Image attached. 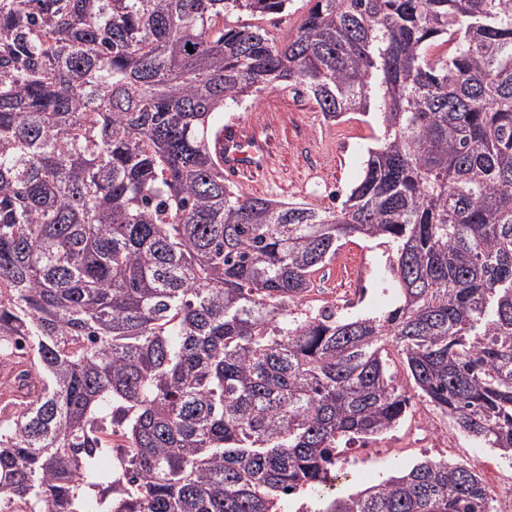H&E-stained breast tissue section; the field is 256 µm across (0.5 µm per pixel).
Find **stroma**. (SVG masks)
I'll return each mask as SVG.
<instances>
[{"label":"stroma","instance_id":"1","mask_svg":"<svg viewBox=\"0 0 512 512\" xmlns=\"http://www.w3.org/2000/svg\"><path fill=\"white\" fill-rule=\"evenodd\" d=\"M220 121L249 126L266 147L269 177L241 184V191L319 208L331 206V193L346 194L361 180L367 149L380 130L375 114L354 112L331 122L313 100L274 85L225 108ZM394 299L383 247L360 239L339 248L316 274L308 297L310 306L333 304L348 316L379 315ZM424 459L468 463L483 474L498 471L504 477L499 484L500 507L512 512L507 498L512 487L505 480L512 475V461L459 433L448 418L422 403L384 439L342 452L337 468L344 478L337 489L362 490Z\"/></svg>","mask_w":512,"mask_h":512}]
</instances>
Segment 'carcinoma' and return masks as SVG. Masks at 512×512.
Instances as JSON below:
<instances>
[{"instance_id": "carcinoma-1", "label": "carcinoma", "mask_w": 512, "mask_h": 512, "mask_svg": "<svg viewBox=\"0 0 512 512\" xmlns=\"http://www.w3.org/2000/svg\"><path fill=\"white\" fill-rule=\"evenodd\" d=\"M291 2L0 0V512H494L446 460L329 491L412 406L395 358L512 459V0L226 22ZM270 85L380 111L338 204L224 183L218 115ZM350 237L391 250L379 316L306 304ZM294 1V5L288 10V13L267 15L254 20L243 17L241 23L257 24L278 40L287 39L296 33L301 18L306 12L305 0Z\"/></svg>"}]
</instances>
